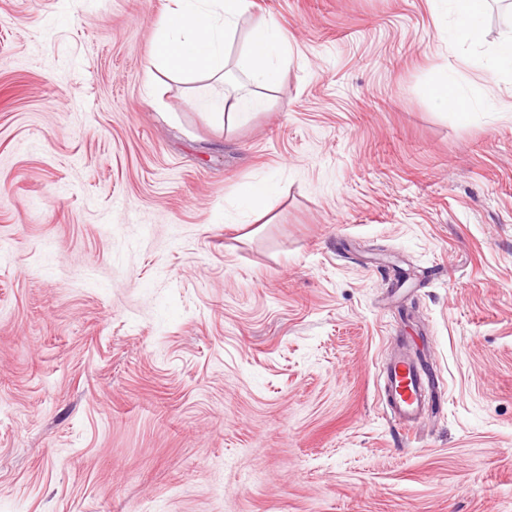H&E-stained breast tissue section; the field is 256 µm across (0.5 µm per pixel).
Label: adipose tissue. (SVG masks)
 <instances>
[{
    "label": "adipose tissue",
    "mask_w": 512,
    "mask_h": 512,
    "mask_svg": "<svg viewBox=\"0 0 512 512\" xmlns=\"http://www.w3.org/2000/svg\"><path fill=\"white\" fill-rule=\"evenodd\" d=\"M436 14L452 13V41H478L488 0H431ZM249 0H169L155 37L149 67L172 82L199 77L225 80L222 93L203 97L201 105L230 124L247 123L264 111L262 91L278 85L290 55L287 30L271 15L260 17L247 48L231 60L229 45ZM433 103L442 109L468 113L476 104L466 94L456 71L440 68L430 89Z\"/></svg>",
    "instance_id": "1"
}]
</instances>
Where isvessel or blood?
Returning <instances> with one entry per match:
<instances>
[{"instance_id": "obj_1", "label": "vessel or blood", "mask_w": 512, "mask_h": 512, "mask_svg": "<svg viewBox=\"0 0 512 512\" xmlns=\"http://www.w3.org/2000/svg\"><path fill=\"white\" fill-rule=\"evenodd\" d=\"M390 418L403 429L417 427L428 411L430 377L406 346L391 355L383 368Z\"/></svg>"}]
</instances>
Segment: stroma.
I'll use <instances>...</instances> for the list:
<instances>
[{"label":"stroma","instance_id":"1","mask_svg":"<svg viewBox=\"0 0 512 512\" xmlns=\"http://www.w3.org/2000/svg\"><path fill=\"white\" fill-rule=\"evenodd\" d=\"M164 2L0 0V512H512V77L469 65L512 12L251 0L231 56L266 14L292 54L230 130L149 75ZM445 61L497 111L436 108ZM437 15L451 12L456 24L448 30V40L478 41L481 25L488 7V0H431ZM275 191V185L269 181L244 184L236 193L237 206L243 212L256 216L268 209ZM386 405L390 418L403 429H413L427 414L430 377L425 366L403 344L383 368Z\"/></svg>","mask_w":512,"mask_h":512}]
</instances>
